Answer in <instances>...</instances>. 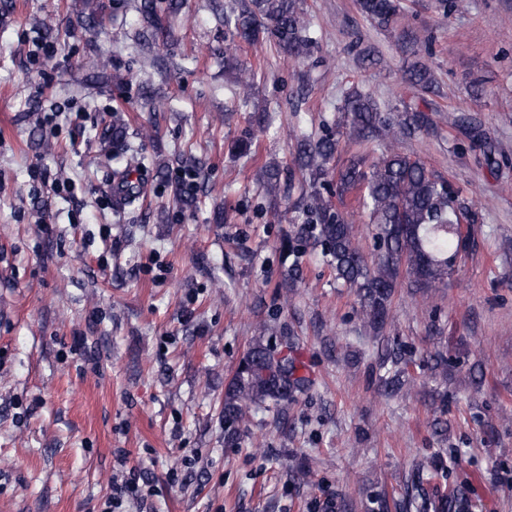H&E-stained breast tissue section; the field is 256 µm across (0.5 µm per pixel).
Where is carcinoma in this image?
Listing matches in <instances>:
<instances>
[{
    "instance_id": "cac0c4a2",
    "label": "carcinoma",
    "mask_w": 512,
    "mask_h": 512,
    "mask_svg": "<svg viewBox=\"0 0 512 512\" xmlns=\"http://www.w3.org/2000/svg\"><path fill=\"white\" fill-rule=\"evenodd\" d=\"M360 11L377 27L387 29L398 22L400 0H357ZM178 0H168L162 10L158 0H140L138 13L144 29L162 28L165 12H175ZM303 0H238L224 11V27L231 38L248 44L264 37L294 57L310 54L316 40L310 36ZM412 87L426 91L433 86L430 70L415 63L409 71ZM405 117L399 128L383 116L371 94L358 88L346 93L339 111L355 142L366 146L375 138L387 140L384 150L371 159L362 151L340 168L329 166L336 154L339 137L325 130L301 139L285 169L261 170L263 183L272 197L283 192L292 203L291 223L298 225L295 236L283 248L293 257L288 280L300 278V257L312 248L321 249L336 279L356 290L365 319L372 326L382 325L389 315L398 280L405 275L418 288H431L443 282L454 270L466 248L461 218L476 222V212L451 180L437 176L419 160L401 155L394 148L397 135L428 124L423 111L404 106ZM112 177L119 196L117 204L131 205L144 190L132 181V166H143L122 127L112 125ZM355 195L358 207L374 231L377 253L368 259L361 250L355 224L346 212L333 207L330 194ZM381 367L394 373L381 378L382 390L391 395L402 388L403 366L407 359L399 350L378 356ZM296 357L276 351L258 338L240 360L224 391L225 441L237 440L240 426L253 407L282 409L295 400L309 384L299 374Z\"/></svg>"
}]
</instances>
